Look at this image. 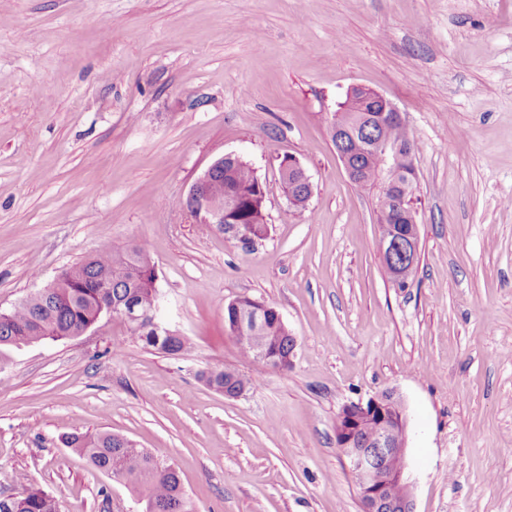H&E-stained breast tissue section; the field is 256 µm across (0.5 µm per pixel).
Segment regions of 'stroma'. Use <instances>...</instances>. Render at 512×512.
Wrapping results in <instances>:
<instances>
[{
    "mask_svg": "<svg viewBox=\"0 0 512 512\" xmlns=\"http://www.w3.org/2000/svg\"><path fill=\"white\" fill-rule=\"evenodd\" d=\"M383 94L418 149L419 259L386 276L374 186L329 124L351 87ZM236 153L266 190L246 252L183 202ZM292 156L313 184L293 212ZM139 245L160 316L191 347H144L102 317L0 367V495L61 512H145L67 448L108 432L172 464L196 512H361L336 418L396 392L414 512H512V0H0V312L101 240ZM275 306L282 371L245 359L224 306ZM253 382L227 398L200 378ZM287 168L288 175L291 174L292 172L301 173L300 183L302 184V194L300 195V197L305 198V201L301 204L308 205L313 194V186L310 181V177L307 175L305 169L302 167L300 162L292 156H288V159L284 160L282 163L281 169L283 170ZM281 169H279V172L282 186L283 188L285 186L286 190L288 191V179H286L285 176L281 174ZM209 385L211 387H214L216 390L224 391L225 397L238 398L245 393V390L235 391L232 393L233 395H230L227 393L226 390H224V387H240L247 389L250 385H252V382L245 375L240 374L237 371L227 369H216V371L209 378ZM0 512H60L55 497L31 488L22 497H0Z\"/></svg>",
    "mask_w": 512,
    "mask_h": 512,
    "instance_id": "1",
    "label": "stroma"
}]
</instances>
